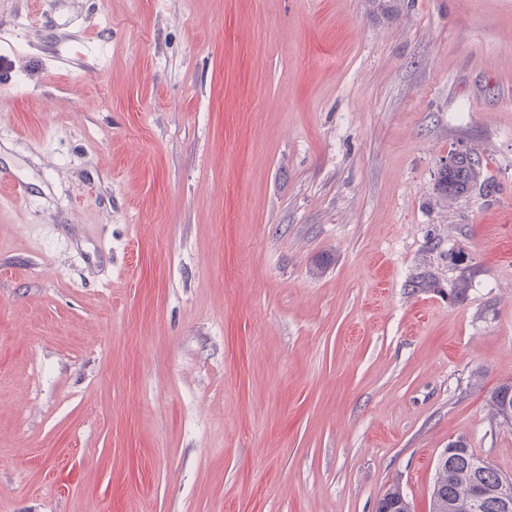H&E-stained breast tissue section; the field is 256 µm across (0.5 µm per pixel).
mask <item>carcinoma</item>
<instances>
[{
    "label": "carcinoma",
    "mask_w": 512,
    "mask_h": 512,
    "mask_svg": "<svg viewBox=\"0 0 512 512\" xmlns=\"http://www.w3.org/2000/svg\"><path fill=\"white\" fill-rule=\"evenodd\" d=\"M478 177L479 169L475 168L471 157L458 153L451 166L441 169L439 186L445 194H459L471 188ZM473 457L475 454L471 452L467 458L457 460L451 473L445 469L435 473L431 512H503L497 495L501 473L493 466L482 471L472 469L469 460ZM476 482L485 492L479 504L471 497V488Z\"/></svg>",
    "instance_id": "1"
}]
</instances>
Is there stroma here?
<instances>
[{
  "label": "stroma",
  "mask_w": 512,
  "mask_h": 512,
  "mask_svg": "<svg viewBox=\"0 0 512 512\" xmlns=\"http://www.w3.org/2000/svg\"><path fill=\"white\" fill-rule=\"evenodd\" d=\"M505 384L512 0H0V512H430ZM479 169L467 154H454V162L451 166L441 169L439 186L443 193L459 194L467 191L476 183L479 177Z\"/></svg>",
  "instance_id": "1"
}]
</instances>
